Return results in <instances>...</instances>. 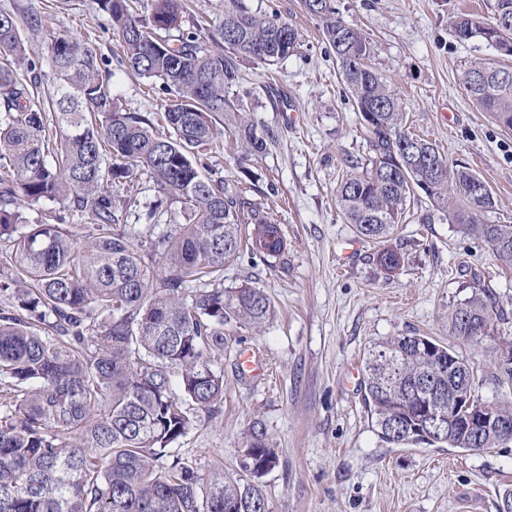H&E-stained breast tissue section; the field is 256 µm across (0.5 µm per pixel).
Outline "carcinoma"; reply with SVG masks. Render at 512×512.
<instances>
[{
  "label": "carcinoma",
  "mask_w": 512,
  "mask_h": 512,
  "mask_svg": "<svg viewBox=\"0 0 512 512\" xmlns=\"http://www.w3.org/2000/svg\"><path fill=\"white\" fill-rule=\"evenodd\" d=\"M96 0L117 32L123 62L175 91L161 120L122 112L97 52L68 32L46 36L54 82L45 103L32 96L16 67L36 69L17 20L0 13V240L9 243L10 278L0 283V512H267L261 478L279 463L263 428L246 447L257 466L203 475L172 452L194 429L195 415L224 400V327H260L273 307L260 288L224 287V266L244 253L275 258L286 247L280 225L260 205L229 192L204 173L201 150L223 138L218 120L243 111L238 55L274 65L299 42L279 18L259 17L224 0V20L203 36L180 30L183 0ZM323 21L324 42L368 133L369 167L352 172L337 192L344 220L367 238L389 237L419 182L456 231L486 242L512 267V224H486L489 190L474 195L478 176L432 143L413 137L387 80L367 64L373 45L336 16L335 0H303ZM178 34L173 35L171 31ZM450 36L477 38L496 59L466 61L462 83L473 104L512 130V0H495L494 22L452 17ZM211 45H205V42ZM235 94H230V90ZM54 112L60 139L45 108ZM237 140L254 154L267 138L241 120ZM162 197L146 205L145 224H119L115 213L141 207L113 193L141 176ZM72 200L85 224H33L25 209ZM250 224L248 236L241 225ZM387 271L400 266L392 248L378 253ZM499 312L475 289L448 311L463 341L494 334ZM474 364L427 336L373 343L366 359L365 401L381 442L480 451L512 432V402L493 404L499 425L475 435L462 427L425 425L428 394L481 399Z\"/></svg>",
  "instance_id": "carcinoma-1"
}]
</instances>
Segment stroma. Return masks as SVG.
I'll return each mask as SVG.
<instances>
[{
	"instance_id": "stroma-1",
	"label": "stroma",
	"mask_w": 512,
	"mask_h": 512,
	"mask_svg": "<svg viewBox=\"0 0 512 512\" xmlns=\"http://www.w3.org/2000/svg\"><path fill=\"white\" fill-rule=\"evenodd\" d=\"M250 12L276 16L299 33L294 53L274 70L241 58L252 97L245 120L269 136L254 157L237 142L235 113L224 116V147L208 153L209 176L268 207L287 240L276 258L243 256L225 266L224 285L249 284L270 298L262 327H225L218 365L224 403L173 448L200 473L235 469L254 424L279 452L263 479L268 512H497L512 489V443L479 452L380 442L364 401V358L375 342L414 333L451 345L474 362L483 400L512 401V382L494 365L498 339L449 336L448 310L487 290L512 334V270L487 243L457 233L417 194L386 246L402 255L385 272L384 244L344 223L336 190L370 156L368 137L322 40L323 22L301 0H241ZM495 0H336L339 16L374 46L370 64L402 100L408 130L434 143L450 162L480 177L495 205L481 219L512 224V130L477 109L461 80L466 60L490 59L481 40L455 41L457 12L494 19ZM21 26L30 59L53 74L45 53L52 31L88 39L122 108L157 118L173 94L160 81L120 65L108 15L95 0H0ZM251 364H243V354Z\"/></svg>"
}]
</instances>
